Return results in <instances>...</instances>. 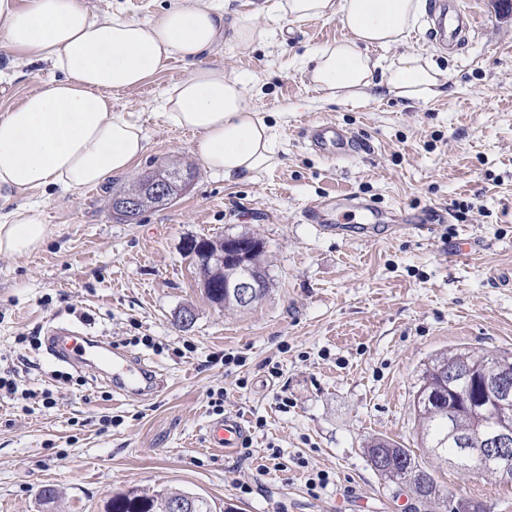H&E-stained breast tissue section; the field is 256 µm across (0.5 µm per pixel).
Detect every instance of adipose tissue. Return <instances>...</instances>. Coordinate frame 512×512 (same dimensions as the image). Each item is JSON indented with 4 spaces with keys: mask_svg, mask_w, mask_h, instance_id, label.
<instances>
[{
    "mask_svg": "<svg viewBox=\"0 0 512 512\" xmlns=\"http://www.w3.org/2000/svg\"><path fill=\"white\" fill-rule=\"evenodd\" d=\"M424 0H257L255 15L292 21L340 18L349 36L311 56L310 79L325 99L353 101L375 85L368 47L405 44ZM223 0H172L154 20L101 14L88 0H0V39L26 65L50 64L59 76L0 114V254L37 251L50 234L33 189L100 186L130 171L145 151L141 125L113 111L114 93L146 83L169 60L214 53L225 28L237 45L268 38L252 18L227 19ZM388 94H439L446 75L417 54L383 69ZM244 76L212 65L165 89L157 108L171 126L197 137L212 173L236 181L276 161L272 127L245 103Z\"/></svg>",
    "mask_w": 512,
    "mask_h": 512,
    "instance_id": "obj_1",
    "label": "adipose tissue"
}]
</instances>
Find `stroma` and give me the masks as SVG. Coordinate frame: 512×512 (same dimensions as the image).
Listing matches in <instances>:
<instances>
[{
  "instance_id": "1",
  "label": "stroma",
  "mask_w": 512,
  "mask_h": 512,
  "mask_svg": "<svg viewBox=\"0 0 512 512\" xmlns=\"http://www.w3.org/2000/svg\"><path fill=\"white\" fill-rule=\"evenodd\" d=\"M468 46L441 49L420 20L406 44L448 75L438 96L378 93L326 101L308 76L312 52L347 38L339 18L256 17L275 38L240 48L225 30L217 52L176 58L143 86L112 96L142 126L146 150L109 184L27 192L52 233L26 256L0 255V368L23 363L28 389L55 392L46 408L0 399V512H107L113 494L183 490L213 512H440L381 479L364 453L387 436L418 448L413 395L426 364L458 347L512 352V9L458 0ZM245 76L247 104L276 129L277 160L232 182L208 171L192 133L156 110L194 66ZM29 66L0 83V113L52 80ZM366 148L348 162L310 150L315 123ZM190 167L189 188L136 223L112 215L113 189L168 160ZM371 204L382 223L427 213L429 234L374 240L323 233L306 217L338 195ZM250 233L265 246L270 286L246 311L211 304L184 254L190 238ZM194 324L179 328L184 307ZM71 325L155 368L162 386L140 401L113 395L96 367L51 355L49 327ZM223 392V411L210 393ZM240 422L250 450L215 448L213 424ZM442 494L512 512V484L429 459ZM328 476L310 492L308 480ZM250 493H242L241 484ZM59 492L51 507L36 494Z\"/></svg>"
}]
</instances>
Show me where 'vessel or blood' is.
<instances>
[{
    "label": "vessel or blood",
    "mask_w": 512,
    "mask_h": 512,
    "mask_svg": "<svg viewBox=\"0 0 512 512\" xmlns=\"http://www.w3.org/2000/svg\"><path fill=\"white\" fill-rule=\"evenodd\" d=\"M430 22L428 36L440 46L459 50L467 43L470 27L454 0H435L430 11ZM308 139L312 148L330 158L344 159L356 151L354 138L337 129L332 123L312 126ZM307 217L329 233H352L369 240L379 234L378 225L337 223L327 218L324 210L319 207L308 210ZM47 347L53 356L72 362L98 365L105 379L111 383L113 392L125 399L145 395L157 381L155 370L118 346H102L68 327L50 328L47 332ZM242 436L241 424L237 420L227 419L213 431L211 441L221 448H234Z\"/></svg>",
    "instance_id": "vessel-or-blood-1"
}]
</instances>
